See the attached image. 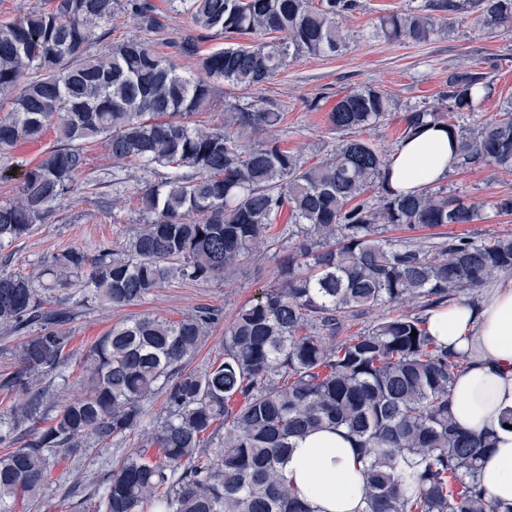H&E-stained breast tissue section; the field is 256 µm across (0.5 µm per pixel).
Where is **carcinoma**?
Masks as SVG:
<instances>
[{"label":"carcinoma","mask_w":512,"mask_h":512,"mask_svg":"<svg viewBox=\"0 0 512 512\" xmlns=\"http://www.w3.org/2000/svg\"><path fill=\"white\" fill-rule=\"evenodd\" d=\"M175 2L199 34L173 41L170 54L138 36L91 52L116 6L142 32L165 29L153 0H49L0 23V97L10 104L0 115V153L49 129L58 142L23 170L16 197L0 203V249L77 191L88 144L106 143L117 194L127 163L166 169L140 190L141 224L125 244L96 256L68 248L36 278L0 273V325L17 334L40 326L20 343L18 369L0 380V390L18 397L9 418L0 417V512H14L20 497L44 499L54 461L132 435L139 450L117 459L94 512H311L284 465L297 438L323 427H342L358 443L364 512H512L478 483L491 442L452 418L448 396L463 362L428 334L425 315L511 271L512 238L423 246L379 235V223L434 229L487 218L442 188L400 195L388 187L389 158L361 137L395 109L379 86L336 103L328 125L342 139L313 163L276 139L255 143L282 115L254 101L224 107L218 127L193 120L219 82L259 89L291 61L341 51L351 39L343 19L360 0ZM469 12L487 28H512V0H425L379 17L376 34L424 41ZM273 33L276 41L263 40ZM236 34L257 42L205 53L198 45ZM178 57L195 72L182 71ZM491 93L487 73L455 70L441 91L444 109L410 112L402 139L446 126L458 165L512 171V97L493 117L458 122ZM284 209L292 228L281 283L237 311L222 362L190 367L222 319L217 308L178 321L130 318L91 345L79 376L84 393L48 408L38 377L69 384V315L46 306L44 294L77 282L121 308L171 280L222 278L255 257ZM403 302L420 311L344 335L373 308ZM156 395L165 413L158 421L148 409ZM149 448L156 456H146Z\"/></svg>","instance_id":"obj_1"}]
</instances>
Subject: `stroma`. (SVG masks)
<instances>
[{
    "label": "stroma",
    "instance_id": "1",
    "mask_svg": "<svg viewBox=\"0 0 512 512\" xmlns=\"http://www.w3.org/2000/svg\"><path fill=\"white\" fill-rule=\"evenodd\" d=\"M360 2V9L344 22L352 34L347 49L294 60L260 89L245 94L228 85H218L209 110L199 114V121L220 124L225 105L248 96L260 106L284 114L283 123L274 130L261 132V139L277 138L285 148L313 162L330 154L338 139L328 126V112L341 96L359 86L383 87L398 102L397 109L389 113L382 126L364 134L365 139L389 155L399 145L408 113L418 108H440L439 95L448 74L460 65L479 66L493 82L491 97L481 101L476 111L466 113V122L494 115L499 103L512 97V29L482 30L475 27L471 18L461 17L450 25L447 33L431 36L428 41L406 39L390 43L375 34L379 16L387 11L413 9L423 0ZM85 155L86 165L76 177L78 191L63 200L46 223L36 225L31 233L0 250V270L35 274L65 249L79 247L93 255L100 247L118 244L132 234L139 219L137 194L146 184L160 181V174L147 173L138 164H129L123 201L116 205L112 202V184L104 177L106 169L112 166L105 147L100 143L91 145ZM444 185L449 196L490 206L503 196L512 195V172L485 165L456 167L449 172ZM442 233L448 239L468 237L478 241L512 236V214L494 213L479 224H451L443 227ZM269 235L278 240V247L265 250L232 276L201 283L175 280L127 307L113 308L77 288L55 291L53 303L67 308L71 315L65 326L71 366H78L93 342L126 318L150 315L179 320L201 306L220 309L223 320L191 365L202 370L223 359L224 330L237 309L280 282L278 271L288 257L287 217H280ZM135 446L131 439L119 448H93L83 457L58 462L52 471L49 495L38 503L18 500L16 512H86L66 497L68 486L78 481L86 489H94L111 472L115 458Z\"/></svg>",
    "mask_w": 512,
    "mask_h": 512
}]
</instances>
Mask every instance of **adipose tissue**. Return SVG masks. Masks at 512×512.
<instances>
[{
    "label": "adipose tissue",
    "mask_w": 512,
    "mask_h": 512,
    "mask_svg": "<svg viewBox=\"0 0 512 512\" xmlns=\"http://www.w3.org/2000/svg\"><path fill=\"white\" fill-rule=\"evenodd\" d=\"M455 163L448 129L426 127L393 155L390 187L398 194L418 192L444 181ZM427 329L466 364L450 391L454 420L494 443L479 474L486 496L512 502V429L505 426L512 413V277L492 284L478 303L431 311ZM361 469L353 439L322 429L296 442L285 474L312 512H363Z\"/></svg>",
    "instance_id": "1"
}]
</instances>
